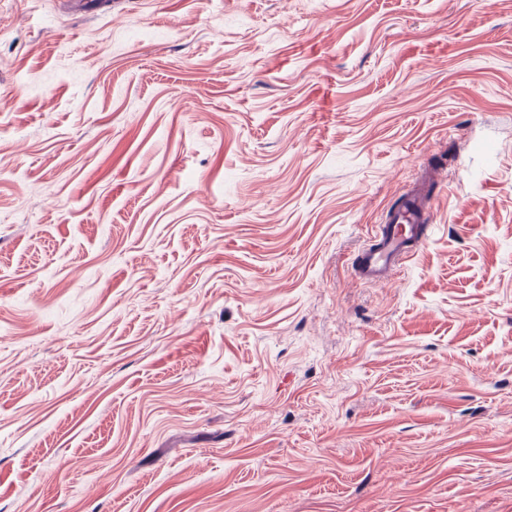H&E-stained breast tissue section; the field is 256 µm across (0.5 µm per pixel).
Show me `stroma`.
I'll use <instances>...</instances> for the list:
<instances>
[{
  "label": "stroma",
  "mask_w": 512,
  "mask_h": 512,
  "mask_svg": "<svg viewBox=\"0 0 512 512\" xmlns=\"http://www.w3.org/2000/svg\"><path fill=\"white\" fill-rule=\"evenodd\" d=\"M0 512H512V0H0ZM389 209L382 224L373 226L366 247L352 265L355 277L381 283L401 272L428 238L433 222L429 188L422 183L408 189Z\"/></svg>",
  "instance_id": "1"
}]
</instances>
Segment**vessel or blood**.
Wrapping results in <instances>:
<instances>
[{"label":"vessel or blood","instance_id":"obj_1","mask_svg":"<svg viewBox=\"0 0 512 512\" xmlns=\"http://www.w3.org/2000/svg\"><path fill=\"white\" fill-rule=\"evenodd\" d=\"M433 221L429 188L419 184L408 189L382 223L374 225L366 247L352 265L355 277L381 283L401 272L428 238Z\"/></svg>","mask_w":512,"mask_h":512}]
</instances>
